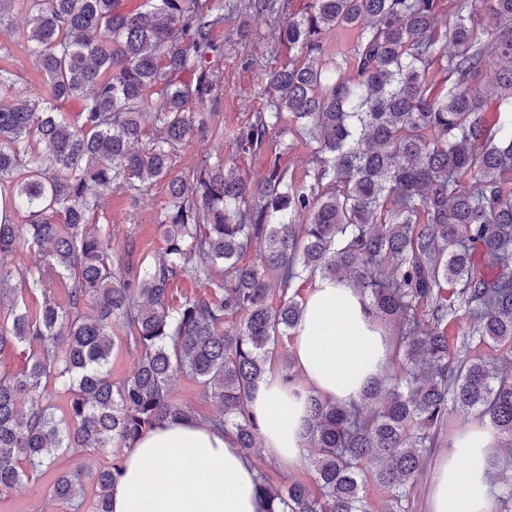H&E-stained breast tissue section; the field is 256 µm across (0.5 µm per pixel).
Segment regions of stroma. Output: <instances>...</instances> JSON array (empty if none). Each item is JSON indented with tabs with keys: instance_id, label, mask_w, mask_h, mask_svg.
<instances>
[{
	"instance_id": "1",
	"label": "stroma",
	"mask_w": 512,
	"mask_h": 512,
	"mask_svg": "<svg viewBox=\"0 0 512 512\" xmlns=\"http://www.w3.org/2000/svg\"><path fill=\"white\" fill-rule=\"evenodd\" d=\"M249 22L252 38L245 46L227 50L222 66V92L214 104V128L207 136H192L173 155L175 170L183 171L192 166L203 153L227 156L229 146L225 134L243 125L251 112L262 104L258 94L262 75L260 71L247 67L248 56H256L268 68H276L288 61V50L274 36L269 20L259 14H251ZM0 68L10 72L18 89L37 92L44 86L43 75L27 44H11L8 55H0ZM288 152H280L277 143L255 154H242L236 159L239 173L247 179H260L273 158H280L295 177H304L308 170L311 151L301 139L285 135ZM168 201L165 182H156L149 195L131 199L129 193L115 190L96 213L93 223L112 227V260L119 271H126L129 261H140L160 252L164 246L158 216ZM51 475L32 478L22 491L0 498V512H64L60 503L51 496Z\"/></svg>"
}]
</instances>
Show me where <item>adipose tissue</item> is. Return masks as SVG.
<instances>
[{
  "label": "adipose tissue",
  "instance_id": "ef3b65f1",
  "mask_svg": "<svg viewBox=\"0 0 512 512\" xmlns=\"http://www.w3.org/2000/svg\"><path fill=\"white\" fill-rule=\"evenodd\" d=\"M293 352L302 385L334 402L357 399L386 368L389 334L364 310L349 281L316 279L302 298ZM249 408L262 451L293 468L305 445L307 402L280 374H267ZM497 444L485 427L459 432L441 455L429 489L430 512H489L490 460ZM249 454L235 439L196 422H164L125 449L111 491L112 512H268Z\"/></svg>",
  "mask_w": 512,
  "mask_h": 512
}]
</instances>
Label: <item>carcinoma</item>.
Wrapping results in <instances>:
<instances>
[{
    "label": "carcinoma",
    "mask_w": 512,
    "mask_h": 512,
    "mask_svg": "<svg viewBox=\"0 0 512 512\" xmlns=\"http://www.w3.org/2000/svg\"><path fill=\"white\" fill-rule=\"evenodd\" d=\"M285 2L0 0V35H16L13 10L26 13L23 37L45 81L17 103L0 70V257L42 252L33 268L0 265V354L24 358L0 375L1 495L54 470L56 500L78 512L90 493L93 512H112L122 458L90 472L58 459L129 448L166 420L195 419L171 395L181 375L218 407L210 425L259 452L248 399L294 336L297 282L317 276L354 280L393 331L395 363L351 404L308 392L313 482L275 486L254 472L270 512H370L371 483L389 494L387 512H408L407 484L453 414L512 444V0H478L465 15L460 0H304L286 17ZM252 10L274 19L296 56L271 70L247 60L263 71V106L230 144L255 153L294 125L312 145L311 171L297 181L277 154L252 182L232 159L204 155L175 175L174 148L212 117L191 106L218 99L216 33L249 40L238 20ZM337 29L357 31L347 76L324 61ZM158 180L169 196L165 247L122 277L111 225L97 234L90 217L113 190L136 199ZM252 248L259 258L246 263ZM185 273L211 293L172 309L170 286ZM65 277L61 303L52 286ZM32 288L43 296L36 309ZM116 329L137 356L119 384ZM484 347L506 355L491 367ZM50 385L68 395L61 417ZM489 495L497 512L512 480L491 482Z\"/></svg>",
    "instance_id": "1"
}]
</instances>
